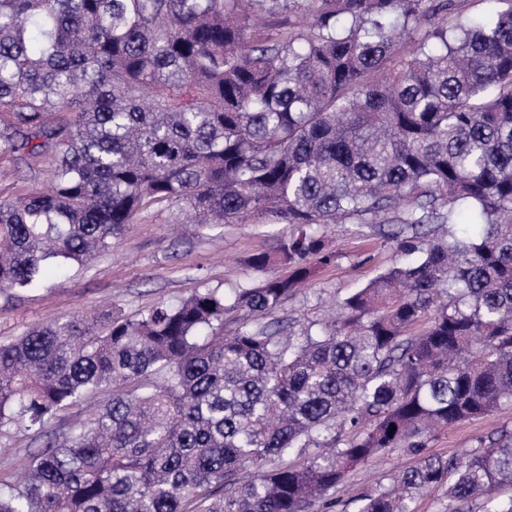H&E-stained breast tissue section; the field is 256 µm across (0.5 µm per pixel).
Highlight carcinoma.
<instances>
[{"mask_svg": "<svg viewBox=\"0 0 512 512\" xmlns=\"http://www.w3.org/2000/svg\"><path fill=\"white\" fill-rule=\"evenodd\" d=\"M0 0V159L44 171L0 200L19 298L146 210L291 227L256 288L198 291L0 342V438L43 439L0 512H305L395 448L415 464L358 512H512V436L439 431L512 402V0ZM468 229L456 233L461 215ZM385 224L419 258L330 322H243L335 261L321 228ZM278 264L291 272L268 274ZM112 399L62 434L58 412ZM396 430H390V425ZM251 468V480L241 471ZM512 435V403L502 405L493 414L448 428L431 443L432 449L444 455H460L480 446L488 447L502 435Z\"/></svg>", "mask_w": 512, "mask_h": 512, "instance_id": "cac0c4a2", "label": "carcinoma"}]
</instances>
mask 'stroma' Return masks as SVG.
<instances>
[{
	"mask_svg": "<svg viewBox=\"0 0 512 512\" xmlns=\"http://www.w3.org/2000/svg\"><path fill=\"white\" fill-rule=\"evenodd\" d=\"M289 231L285 224L250 222L212 229L177 223L166 208L141 214L111 251L83 265H73L61 278L20 299L0 294V339L20 335L30 327L109 307L132 317L159 302L175 303L207 288L231 291L256 287L263 273L253 270L250 258L274 252ZM328 249L335 263L317 271L310 284L278 310L296 325L318 321L339 307L344 298L389 269L399 258L393 242L384 240L377 225L347 224L327 229ZM512 435V403L493 414L450 427L431 443L435 452L459 455L490 446ZM38 441L20 437L0 440V481L21 478ZM403 450L351 471L336 493L335 512H357L362 495L377 486L392 487L395 475L413 464Z\"/></svg>",
	"mask_w": 512,
	"mask_h": 512,
	"instance_id": "obj_1",
	"label": "stroma"
}]
</instances>
